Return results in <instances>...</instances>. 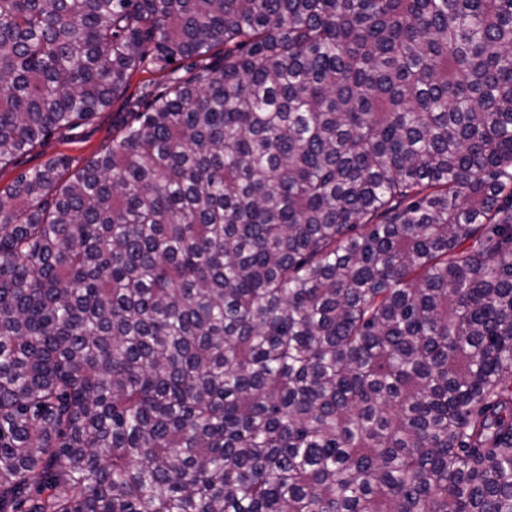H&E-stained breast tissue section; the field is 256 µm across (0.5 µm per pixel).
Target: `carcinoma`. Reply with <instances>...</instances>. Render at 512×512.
Segmentation results:
<instances>
[{
	"instance_id": "1",
	"label": "carcinoma",
	"mask_w": 512,
	"mask_h": 512,
	"mask_svg": "<svg viewBox=\"0 0 512 512\" xmlns=\"http://www.w3.org/2000/svg\"><path fill=\"white\" fill-rule=\"evenodd\" d=\"M137 71L0 189V512H512V0H0V168ZM166 86L161 73H135L126 93L114 97L109 107L98 112L90 122L56 131L30 152L0 170V188L10 185L19 173L38 168L55 157L66 156L69 159L70 167L65 176L78 171L89 158L110 144L112 134L126 120V112H130L135 99H142L152 91L160 93Z\"/></svg>"
}]
</instances>
